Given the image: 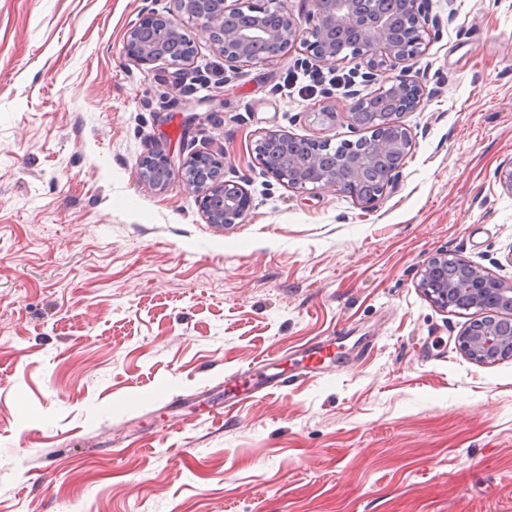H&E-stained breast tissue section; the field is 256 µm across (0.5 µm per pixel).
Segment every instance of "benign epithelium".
Wrapping results in <instances>:
<instances>
[{
    "instance_id": "benign-epithelium-1",
    "label": "benign epithelium",
    "mask_w": 512,
    "mask_h": 512,
    "mask_svg": "<svg viewBox=\"0 0 512 512\" xmlns=\"http://www.w3.org/2000/svg\"><path fill=\"white\" fill-rule=\"evenodd\" d=\"M288 0H267L277 21L270 24L254 0H175L177 14L171 18L146 15L126 34V55L139 65L160 61L189 63L195 54L190 24H199L209 34L216 50L230 67L268 63L273 58L257 54L253 46L270 42L288 47L305 44L306 63L328 64L338 59L366 67L364 78L378 80L382 70L395 71L391 85L381 89L383 110L375 114L377 125L370 147L357 156L294 153L289 146L298 138L282 130L265 132L254 149V161L263 172L282 185L299 191L331 188L354 198L364 210L372 209L393 187L400 167H386L389 159L405 155L412 147L411 132L401 118L423 104L425 89L413 74V61L425 45L430 19L427 0H402L411 19L406 31H398L397 15L377 5V0H309L310 9L299 23L288 11ZM224 168V146L212 143L192 153L175 166L162 152L145 163L161 164L169 176H178L184 186L201 199L211 224L243 223L252 207V197L239 181L222 180L220 174L206 180L190 173L197 163ZM418 288L435 305L448 309L463 297L471 307L489 309L491 318L472 324L457 339L460 349L480 363L512 356V282L462 257L440 254L430 258L420 271Z\"/></svg>"
}]
</instances>
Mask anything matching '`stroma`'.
I'll use <instances>...</instances> for the list:
<instances>
[{
    "instance_id": "obj_1",
    "label": "stroma",
    "mask_w": 512,
    "mask_h": 512,
    "mask_svg": "<svg viewBox=\"0 0 512 512\" xmlns=\"http://www.w3.org/2000/svg\"><path fill=\"white\" fill-rule=\"evenodd\" d=\"M175 10L0 0V512H512V357L470 359L482 311L417 286L439 253L512 280V0H428L427 95L371 210L251 162L270 130L363 137L362 68L232 69L196 26L176 93L124 52ZM187 135L223 144L244 223L142 178ZM271 354L285 386L225 411V376Z\"/></svg>"
}]
</instances>
